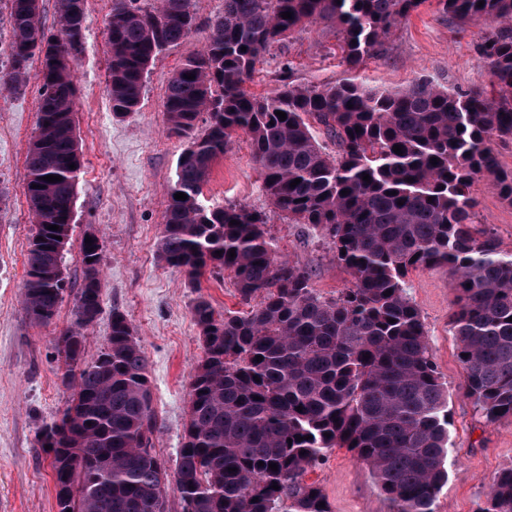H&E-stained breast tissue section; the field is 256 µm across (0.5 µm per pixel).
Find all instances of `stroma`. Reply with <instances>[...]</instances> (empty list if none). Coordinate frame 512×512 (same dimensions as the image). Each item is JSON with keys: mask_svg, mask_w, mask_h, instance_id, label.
<instances>
[{"mask_svg": "<svg viewBox=\"0 0 512 512\" xmlns=\"http://www.w3.org/2000/svg\"><path fill=\"white\" fill-rule=\"evenodd\" d=\"M111 6V0H86L83 52L75 70L81 167L74 222L63 254L66 290L57 315L46 325L32 321L22 309L26 253L35 232L24 161L38 121V64L30 65L21 90L0 89V512H55L50 460L37 437L70 397L61 382L55 341L75 321L83 279L81 244L88 232H96L103 242L102 312L85 332L84 360L97 359L106 346L113 312L123 313L148 358L159 424L154 451L168 473L176 471L189 384L202 355L190 308L200 297L219 312L240 308L228 273L205 277L195 288L182 270L158 258L168 192L184 148L167 129L165 86L203 48L206 24L221 12L222 0H192L198 28L153 59L137 112L122 118L112 114L107 84L105 21ZM488 30L482 22L460 26L439 10L436 0H425L393 30L381 55L352 69L340 58L338 29L315 23L274 46L245 88L270 97L287 84L325 87L352 80L398 91L427 80L455 91L479 86L491 94L496 90L493 79L474 52ZM471 194L476 224L490 228L502 249L512 252V205L486 178L474 184ZM200 200L210 208L236 203L265 213V229L277 254L306 269L311 288L322 297H336L349 287L350 277L336 265L329 240L319 230L289 223L272 207L246 136L235 137L215 164ZM409 284L430 357L448 390V481L437 512H480L494 477L512 466V418L486 422L463 394L465 372L448 325L455 297L447 269H417L410 273ZM310 478L320 484L331 512L390 510L369 467L346 449H334Z\"/></svg>", "mask_w": 512, "mask_h": 512, "instance_id": "35a3bbf8", "label": "stroma"}]
</instances>
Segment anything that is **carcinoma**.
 <instances>
[{
  "mask_svg": "<svg viewBox=\"0 0 512 512\" xmlns=\"http://www.w3.org/2000/svg\"><path fill=\"white\" fill-rule=\"evenodd\" d=\"M425 2L223 0L222 12L207 22L203 51L168 81V132L187 146L168 194L160 261L192 283L207 272L228 273L246 306L223 314L200 297L191 309L203 356L174 476L183 512H330L320 506L321 487L305 476L333 448L371 469L390 512H436L448 479L450 421L420 311L406 294V279L418 268L443 267L451 277L449 323L465 396L488 423L512 417V254L475 224L471 197L474 183L488 177L512 204V170L500 167L490 147L494 138L512 139V0H437L463 26L493 25L476 53L497 86L494 96L427 82L398 92L352 81L288 85L261 98L244 87L266 53L298 28L338 27L343 62L356 68L380 55L397 24ZM75 5L59 0L56 32L49 34L39 0H11L10 69L0 72L1 86L18 89L30 60L41 64L25 173L35 233L22 300L26 315L41 324L55 317L65 290L58 270L80 167L74 74L85 13ZM108 17L107 82L112 112L124 117L138 109L152 59L198 22L191 0L146 8L112 0ZM314 123L336 151L316 141ZM241 133L273 207L331 240L336 263L351 277L338 296L318 295L305 269L276 255L265 214L201 204L215 162ZM47 175L62 180L50 183ZM178 192L187 199H175ZM92 240L82 247L74 326L55 344L71 399L42 428L38 445L50 458L57 512H166L169 484L152 451L158 417L149 363L125 315L112 313L106 348L95 361L83 360L84 330L102 303V243ZM481 512H512V467L494 478Z\"/></svg>",
  "mask_w": 512,
  "mask_h": 512,
  "instance_id": "1",
  "label": "carcinoma"
}]
</instances>
